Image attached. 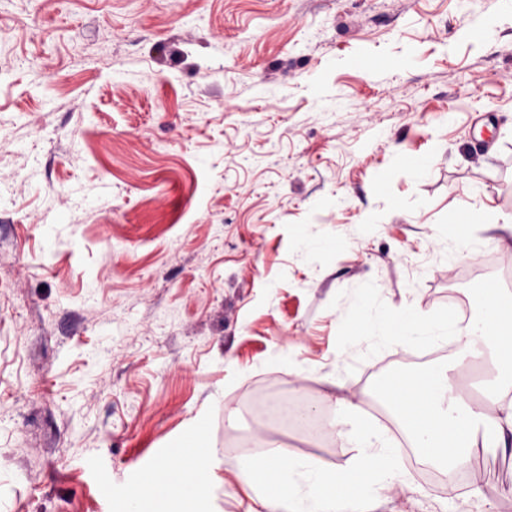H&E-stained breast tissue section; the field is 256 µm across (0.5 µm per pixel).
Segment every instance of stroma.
<instances>
[{"instance_id":"stroma-1","label":"stroma","mask_w":512,"mask_h":512,"mask_svg":"<svg viewBox=\"0 0 512 512\" xmlns=\"http://www.w3.org/2000/svg\"><path fill=\"white\" fill-rule=\"evenodd\" d=\"M505 155L512 2L0 0V239L18 269L0 271V512H124L129 475L185 429L207 420L220 444L225 410L252 423L274 351L331 363L341 294L475 306L498 258L452 283L430 256L449 225L512 218ZM305 224L333 245L314 267ZM354 224L374 230L353 241ZM444 359L381 352L343 394L382 409L387 379ZM215 459L225 495L144 512H245ZM467 474L512 512V457ZM314 228V225L311 224L304 225L297 240V251L304 262H314L325 247Z\"/></svg>"}]
</instances>
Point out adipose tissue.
<instances>
[{"mask_svg": "<svg viewBox=\"0 0 512 512\" xmlns=\"http://www.w3.org/2000/svg\"><path fill=\"white\" fill-rule=\"evenodd\" d=\"M479 235L473 225L452 224L435 249L439 266L452 268L467 260ZM504 290L490 285L474 318L395 307L377 291L344 298L329 367L308 365L281 350L275 368H294L317 378L325 391L309 405L267 396L263 414L289 427L327 438L350 454L331 468L308 459L286 460V448L268 439L266 454L251 457L225 448L224 465L235 471L252 501L246 512H378L392 488L410 489L409 475L399 463L402 448L437 466L456 486L469 460L512 445V304L501 305ZM449 347L447 362L436 372L388 383L384 395L390 409L387 424L342 396L351 372L389 349L403 351ZM489 367L496 395L492 406L466 404L450 385L456 373ZM206 421H198L171 443L168 460L142 475L126 496L125 512H143L146 501L166 498L173 487L187 494L215 496L222 486L211 480L214 459Z\"/></svg>", "mask_w": 512, "mask_h": 512, "instance_id": "ef3b65f1", "label": "adipose tissue"}]
</instances>
